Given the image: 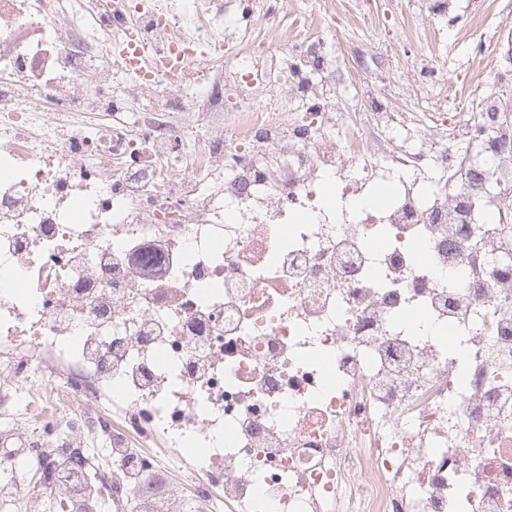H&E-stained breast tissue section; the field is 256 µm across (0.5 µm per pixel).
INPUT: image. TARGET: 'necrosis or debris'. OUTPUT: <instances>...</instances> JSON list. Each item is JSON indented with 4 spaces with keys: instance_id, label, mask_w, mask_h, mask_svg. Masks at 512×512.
Wrapping results in <instances>:
<instances>
[{
    "instance_id": "1",
    "label": "necrosis or debris",
    "mask_w": 512,
    "mask_h": 512,
    "mask_svg": "<svg viewBox=\"0 0 512 512\" xmlns=\"http://www.w3.org/2000/svg\"><path fill=\"white\" fill-rule=\"evenodd\" d=\"M224 0H0V484L67 512H512V128L224 113ZM468 146L456 168L449 137ZM60 487L61 481L56 477L51 488L46 484L30 488L27 491L26 512H55L54 502L58 499L57 492Z\"/></svg>"
}]
</instances>
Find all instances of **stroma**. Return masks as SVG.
<instances>
[{"instance_id":"1","label":"stroma","mask_w":512,"mask_h":512,"mask_svg":"<svg viewBox=\"0 0 512 512\" xmlns=\"http://www.w3.org/2000/svg\"><path fill=\"white\" fill-rule=\"evenodd\" d=\"M327 26L315 20V0H281L274 24L264 13L270 0H233L241 20L234 56L224 61V109L246 103L296 101L275 32L321 36L333 65L326 74L343 117L366 112L380 101L392 112H431L446 103L448 114L476 111L491 98L512 99V0H459L451 15L435 14L433 0H334ZM262 52L264 84L233 83L235 55Z\"/></svg>"}]
</instances>
